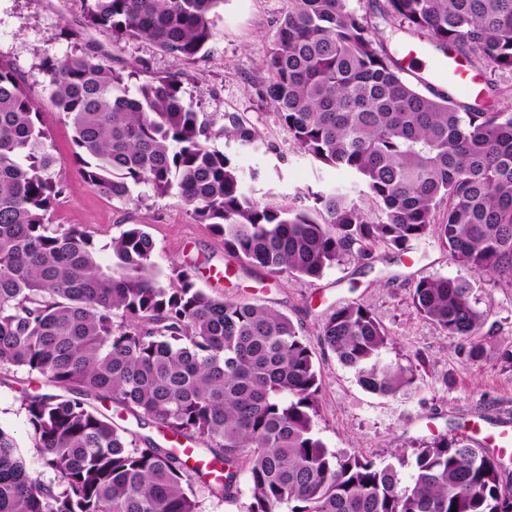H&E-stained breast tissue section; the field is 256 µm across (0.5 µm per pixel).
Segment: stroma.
<instances>
[{"label":"stroma","mask_w":512,"mask_h":512,"mask_svg":"<svg viewBox=\"0 0 512 512\" xmlns=\"http://www.w3.org/2000/svg\"><path fill=\"white\" fill-rule=\"evenodd\" d=\"M288 6V0H224L217 20L220 39L205 61L193 64L169 57L150 43H117L110 32L85 28L83 0H0V63L15 69L39 105L57 158L54 174L70 186L54 220L85 227L107 261L112 258L113 236L127 225H144L155 242L154 261L164 287H176V268L192 261L199 268L196 283L206 292L259 302L287 314L315 354L322 393L314 431L330 450L389 462L464 426L472 447L499 448L500 433L512 435V362L505 358L512 350L511 287L474 277L472 301L486 312L493 335L482 358L471 362L458 339L441 334L412 307L413 281L467 274L449 261L435 239L414 244L404 255L377 246L372 262L350 258L318 279L246 271L225 254L223 237L190 220L177 194L157 196L139 187L136 200H113L88 186L71 159L73 132L49 99L41 61L44 51L61 54L76 42L111 70L135 66L148 76L180 74L184 99L210 126L212 147L224 146L226 114L243 116L255 127L257 138L237 151L235 159L242 170L265 173V181L255 186V196L263 203L300 206L307 187L349 185L344 172L318 168L297 147L274 109L254 95L252 82L263 73L267 50ZM346 302L367 305L386 328L389 342L383 360L411 369L413 383L396 396L366 391L354 370L322 346L323 317L330 306ZM34 390L23 373L0 367V428L21 441L26 438L22 398Z\"/></svg>","instance_id":"35a3bbf8"}]
</instances>
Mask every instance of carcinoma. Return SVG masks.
I'll return each mask as SVG.
<instances>
[{"label": "carcinoma", "mask_w": 512, "mask_h": 512, "mask_svg": "<svg viewBox=\"0 0 512 512\" xmlns=\"http://www.w3.org/2000/svg\"><path fill=\"white\" fill-rule=\"evenodd\" d=\"M86 2L88 27L192 62L218 41L224 6ZM376 10L437 51L512 74V0H381ZM42 69L86 184L122 201L135 186L177 192L243 267L318 279L381 243L406 253L432 236L453 263L512 286V113L406 82L371 13L348 0H291L253 88L305 155L353 177L371 212L336 186L307 190L311 206L262 204L246 185L261 172L244 174L232 150L256 139L254 127L232 114L225 150L210 147L177 74L142 80L77 49L45 51ZM55 164L38 105L0 63V366L53 388L23 400L26 444L0 428V512H200L193 478L227 496L242 474L247 512H512L502 457L464 434L414 449L407 486L403 458L329 450L314 431L321 378L288 315L206 293L194 263L162 287L142 224L112 239L115 262L103 264L82 226L53 223L69 190ZM472 289L467 278L425 277L410 297L477 361L491 332ZM321 336L365 390L393 397L412 382L409 368L381 360L388 332L367 306L332 307ZM108 401L166 442L112 423L98 407ZM182 440L216 471L190 473ZM24 446L52 479L27 472Z\"/></svg>", "instance_id": "obj_1"}]
</instances>
